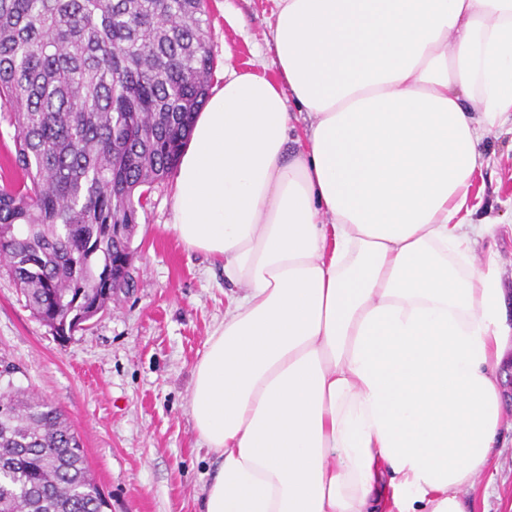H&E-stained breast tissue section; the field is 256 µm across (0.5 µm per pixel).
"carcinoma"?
<instances>
[{
  "instance_id": "1",
  "label": "carcinoma",
  "mask_w": 512,
  "mask_h": 512,
  "mask_svg": "<svg viewBox=\"0 0 512 512\" xmlns=\"http://www.w3.org/2000/svg\"><path fill=\"white\" fill-rule=\"evenodd\" d=\"M204 0H0V108L22 178L0 185V271L59 337L128 287L139 209L210 90ZM124 225L121 237L112 225ZM0 354V512H104L80 438Z\"/></svg>"
}]
</instances>
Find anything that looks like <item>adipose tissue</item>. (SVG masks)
Returning <instances> with one entry per match:
<instances>
[{"instance_id":"ef3b65f1","label":"adipose tissue","mask_w":512,"mask_h":512,"mask_svg":"<svg viewBox=\"0 0 512 512\" xmlns=\"http://www.w3.org/2000/svg\"><path fill=\"white\" fill-rule=\"evenodd\" d=\"M276 7L279 82L225 71L175 171L174 232L240 291L192 371L202 512H471L512 325L468 209L512 128V0Z\"/></svg>"}]
</instances>
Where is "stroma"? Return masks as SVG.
<instances>
[{
	"instance_id": "35a3bbf8",
	"label": "stroma",
	"mask_w": 512,
	"mask_h": 512,
	"mask_svg": "<svg viewBox=\"0 0 512 512\" xmlns=\"http://www.w3.org/2000/svg\"><path fill=\"white\" fill-rule=\"evenodd\" d=\"M276 0H211L212 87L225 70L276 79L269 48ZM471 204L479 218H512V134L494 131ZM173 180L155 185L138 215L126 291L107 314L62 340L0 274V350L20 361L39 395L62 406L109 501L107 512H201L216 459L189 408L192 369L233 296L221 264L188 250L172 224ZM463 497L473 512H512V410L498 446Z\"/></svg>"
}]
</instances>
